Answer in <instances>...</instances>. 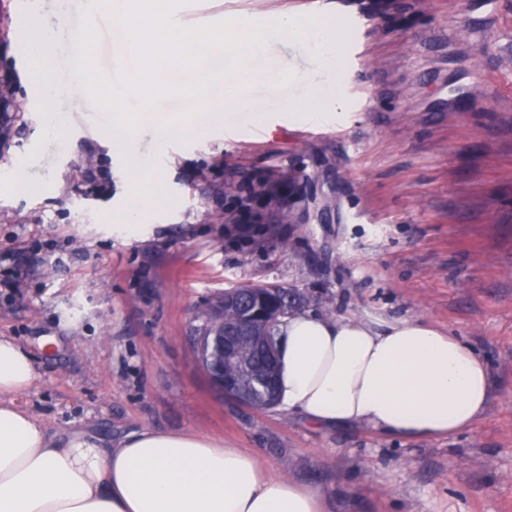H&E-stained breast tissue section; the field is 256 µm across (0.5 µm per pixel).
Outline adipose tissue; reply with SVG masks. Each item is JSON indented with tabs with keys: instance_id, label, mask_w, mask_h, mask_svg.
I'll return each instance as SVG.
<instances>
[{
	"instance_id": "1",
	"label": "adipose tissue",
	"mask_w": 512,
	"mask_h": 512,
	"mask_svg": "<svg viewBox=\"0 0 512 512\" xmlns=\"http://www.w3.org/2000/svg\"><path fill=\"white\" fill-rule=\"evenodd\" d=\"M277 28L333 66L338 31L282 14ZM277 402L316 427L364 425L405 440L454 436L485 413V360L418 320L385 330L293 312L280 326ZM31 356L0 337V512H326L316 488L272 475L255 454L195 433L142 430L112 447L51 436L16 404Z\"/></svg>"
}]
</instances>
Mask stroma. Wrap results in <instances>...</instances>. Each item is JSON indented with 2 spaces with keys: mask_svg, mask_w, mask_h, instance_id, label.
Masks as SVG:
<instances>
[{
  "mask_svg": "<svg viewBox=\"0 0 512 512\" xmlns=\"http://www.w3.org/2000/svg\"><path fill=\"white\" fill-rule=\"evenodd\" d=\"M80 0H35L56 29L53 71L68 56ZM345 31L334 76L299 41L268 40L250 66L247 112H207V137L133 177L113 156L115 120L97 122L58 93L62 143L42 129L37 65L0 43L16 122L0 151V336L33 357L18 402L53 432L117 440L152 428L205 434L256 454L271 474L312 485L329 512H512V0H244L213 22L271 28L279 14ZM305 73L309 82L294 80ZM335 100L336 125L307 135L286 103ZM192 100H158L129 137L148 157L161 124ZM261 125L246 144L225 124ZM22 168L38 191H18ZM100 169L86 193L80 175ZM287 177L280 205L253 203L256 233L223 221L244 181ZM140 232H120L129 212ZM303 262H296L294 253ZM307 294L309 310L384 328L421 320L486 360V413L449 438L400 440L364 427L315 428L272 406L251 409L210 382L194 344L199 307L238 285Z\"/></svg>",
  "mask_w": 512,
  "mask_h": 512,
  "instance_id": "obj_1",
  "label": "stroma"
}]
</instances>
